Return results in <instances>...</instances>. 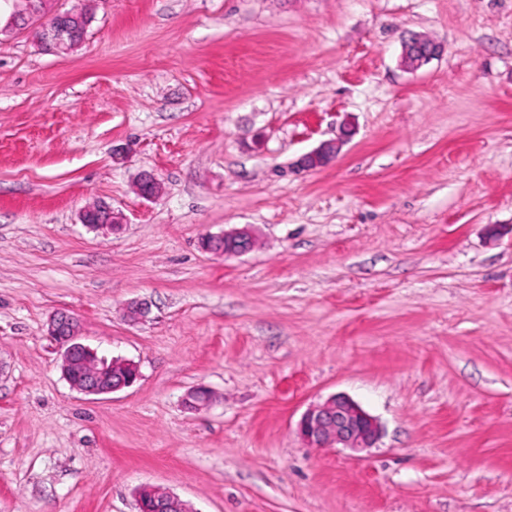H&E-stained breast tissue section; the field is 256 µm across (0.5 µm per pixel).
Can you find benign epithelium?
I'll return each instance as SVG.
<instances>
[{
	"label": "benign epithelium",
	"instance_id": "1",
	"mask_svg": "<svg viewBox=\"0 0 512 512\" xmlns=\"http://www.w3.org/2000/svg\"><path fill=\"white\" fill-rule=\"evenodd\" d=\"M49 0H24L15 8L0 33L30 28L38 34L44 49L55 53H67L82 41L89 25V13L50 12ZM441 47L432 43L422 47L418 37L402 40L401 62L409 70H418L439 56ZM343 140L324 141L302 155L298 166L314 171L331 165L340 151ZM137 190L146 199H155L163 193V184L152 174L143 175ZM82 223L94 230L118 231L126 223L125 216L107 204L94 202L84 208ZM255 239L246 229L225 231L219 235L202 238L205 250L231 257L252 249ZM49 336L61 349V371L71 387L85 395H106L132 386L139 377L137 367L126 360L100 357L89 346L80 342V323L66 310L53 314L49 322ZM186 403L196 411L206 410L211 404L207 388L197 387L187 394ZM300 438L312 448L341 446L361 451L376 445L381 436L379 421L363 410L346 395H334L324 402L310 406L297 424ZM138 509L148 507L152 512H188L186 503L178 496L152 485H144L138 491Z\"/></svg>",
	"mask_w": 512,
	"mask_h": 512
}]
</instances>
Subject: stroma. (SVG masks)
Wrapping results in <instances>:
<instances>
[{
	"mask_svg": "<svg viewBox=\"0 0 512 512\" xmlns=\"http://www.w3.org/2000/svg\"><path fill=\"white\" fill-rule=\"evenodd\" d=\"M92 8L68 54L0 37V512H137L146 484L191 512H512V0ZM407 34L443 54L407 71ZM96 200L120 233L82 224ZM244 226L252 251L202 250ZM60 309L133 386L69 385ZM339 393L374 448L299 437ZM342 139L324 141L316 148L302 155L298 166L306 171H314L331 165L340 151Z\"/></svg>",
	"mask_w": 512,
	"mask_h": 512,
	"instance_id": "1",
	"label": "stroma"
}]
</instances>
